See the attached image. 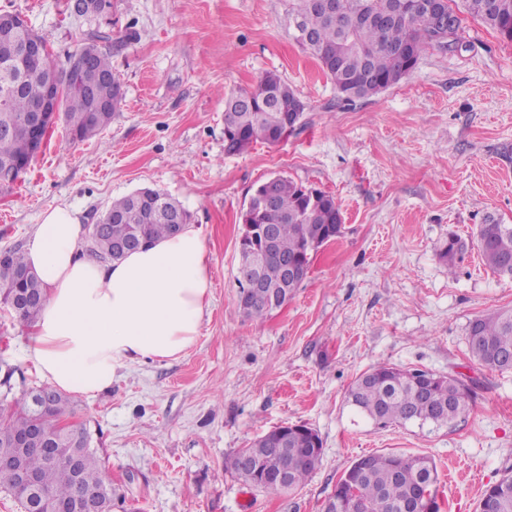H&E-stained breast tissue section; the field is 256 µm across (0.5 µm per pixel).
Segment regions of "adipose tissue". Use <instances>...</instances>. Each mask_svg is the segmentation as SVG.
Listing matches in <instances>:
<instances>
[{
	"mask_svg": "<svg viewBox=\"0 0 512 512\" xmlns=\"http://www.w3.org/2000/svg\"><path fill=\"white\" fill-rule=\"evenodd\" d=\"M79 211L43 215L24 254L46 292L27 354L56 388L92 396L124 364L182 354L210 304L211 256L195 225L116 262L84 250Z\"/></svg>",
	"mask_w": 512,
	"mask_h": 512,
	"instance_id": "obj_1",
	"label": "adipose tissue"
}]
</instances>
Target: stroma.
<instances>
[{"mask_svg":"<svg viewBox=\"0 0 512 512\" xmlns=\"http://www.w3.org/2000/svg\"><path fill=\"white\" fill-rule=\"evenodd\" d=\"M288 3L112 0L113 34H140L112 58L119 110L85 141L57 123L0 195V249L26 246L48 208L71 205L92 224L142 188L168 193L200 227L212 262L197 342L72 399L71 422L141 512H323L371 453L432 459L440 512H477L485 487L512 475V370L486 369L467 342L470 321L512 309V280L486 268L476 238L486 217L512 224V42L464 17L458 46L428 49L398 84L347 103L295 41ZM4 12L24 16L60 59L84 26L64 0H0ZM268 72L304 101L300 122L285 142L225 153V96ZM276 175L332 194L342 234L257 323L238 307L240 213ZM452 231L469 245L453 273L439 258ZM26 347V325L0 311V360L15 368L9 409L44 382ZM379 362L474 381L477 397L440 427L375 429L346 394ZM284 423L323 442L304 485L268 495L225 471V456Z\"/></svg>","mask_w":512,"mask_h":512,"instance_id":"obj_1","label":"stroma"}]
</instances>
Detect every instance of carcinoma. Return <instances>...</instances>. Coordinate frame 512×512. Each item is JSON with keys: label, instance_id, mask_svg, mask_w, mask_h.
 Here are the masks:
<instances>
[{"label": "carcinoma", "instance_id": "1", "mask_svg": "<svg viewBox=\"0 0 512 512\" xmlns=\"http://www.w3.org/2000/svg\"><path fill=\"white\" fill-rule=\"evenodd\" d=\"M445 7L457 15H470L512 42V0H446ZM387 18L379 28L373 17ZM290 21L298 22L310 35L302 45L320 65L346 102L378 94L408 76L421 55L442 42L436 37L426 11L414 7V0H344L339 12L328 13L315 0H291ZM137 31L129 28L114 38L95 29L93 22L82 30L76 49L86 42L99 43L95 56L97 71L109 79L97 81L90 95L71 90L73 76L67 62L53 61L57 84L63 87L60 115L66 125L77 129L81 140L96 136L108 126L119 108L123 93L112 70V55L138 41ZM47 63L19 55L0 42V126L12 131L0 134V167L24 163L30 166L34 154L24 123L33 106L40 101ZM109 103L112 111L102 116L98 108ZM302 103L296 90L274 73H267L251 90L230 95L224 103V151L239 154L256 142L276 145L288 138L300 120L295 108ZM148 201L138 200L134 192L112 200L106 212L115 217L106 233L90 238V250L103 260L117 261L134 251L173 233V219L189 212L167 193L149 190ZM339 206L335 198L306 187L281 175L260 183L249 199L242 221L260 228L276 229L274 245L262 268L266 288L250 296L243 315L255 321L272 312V299L294 295L297 285L287 281L284 262L309 266L317 248L335 240L342 232ZM477 240L485 266L501 279L512 280V224L488 219L480 225ZM468 251L465 240L448 233L439 257L452 272ZM23 252L12 250L11 263L0 266V303L15 293L44 295L38 279L28 275ZM44 307L35 302L10 313L22 323L34 322ZM469 350L484 367L504 371L503 360L512 357V311H499L471 321L467 329ZM351 386L347 402L378 429L393 425L416 424L420 427L438 421L446 425L464 414L472 402V386L458 378H449L421 369L402 370L389 363H377ZM41 392L50 396L46 406L31 409L32 394H24L18 410L0 408V453L18 456L38 477L52 498L73 502L84 490L99 492L96 512H113L114 490L99 449L86 437L76 442L62 441L57 425L71 407L70 400L51 385ZM37 428L51 444L45 453H30L16 447V440L31 428ZM319 434L304 424L288 426L280 448L266 447L264 439L254 441L225 458L224 470L234 473L247 486L254 477L246 469L261 472L288 469V483L296 488L308 480L321 463ZM438 483L437 467L425 456L393 453L369 454L363 467L351 465L334 488L338 512H403L404 504L421 483ZM0 487L14 497L24 512H49L46 502L32 508L26 492L12 491L9 478L0 473ZM482 498L494 500L495 512H512V476L488 486Z\"/></svg>", "mask_w": 512, "mask_h": 512}]
</instances>
